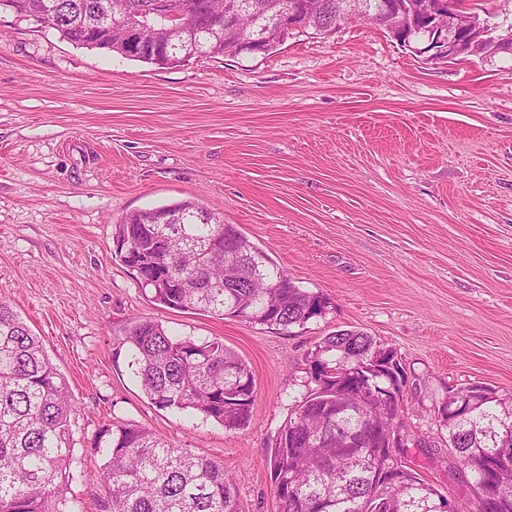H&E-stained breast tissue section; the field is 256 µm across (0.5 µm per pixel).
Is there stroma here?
Listing matches in <instances>:
<instances>
[{"label": "stroma", "mask_w": 512, "mask_h": 512, "mask_svg": "<svg viewBox=\"0 0 512 512\" xmlns=\"http://www.w3.org/2000/svg\"><path fill=\"white\" fill-rule=\"evenodd\" d=\"M192 201L329 301L283 329L151 302L114 254L130 212ZM0 297L41 338L77 411L67 495L111 512L96 434L112 422L223 461L240 512H272L266 450L342 329L396 349L410 468L458 507L472 480L434 408L479 381L512 393V54L432 62L348 22L263 56L161 68L0 11ZM153 320L250 367L248 426L151 404L119 353Z\"/></svg>", "instance_id": "1"}]
</instances>
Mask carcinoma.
Masks as SVG:
<instances>
[{"label": "carcinoma", "instance_id": "obj_1", "mask_svg": "<svg viewBox=\"0 0 512 512\" xmlns=\"http://www.w3.org/2000/svg\"><path fill=\"white\" fill-rule=\"evenodd\" d=\"M14 11L48 23L67 41L162 68L193 58L240 55L238 41H258L251 17L277 19L294 35L322 34L354 20L382 26L380 0H320L299 12L301 0H242L238 32L221 36L226 0H186L180 31L154 14L157 0H8ZM146 17L137 56L124 22ZM114 253L136 272L142 289L166 308L281 326L325 313L327 298L298 288L262 249L234 225L191 201L139 210L115 225ZM123 344L142 390L162 409L199 413L227 430L250 423L254 379L224 343L179 337L159 322L139 320ZM384 345L361 330H339L308 355L307 391L267 454L274 512H414L424 501L440 512L442 498L412 469L393 473L395 486L374 480L382 469L370 447L398 417L379 398L402 392L404 371L390 376L377 361ZM74 399L43 343L0 299V512H72L66 496L72 460ZM448 442L471 463L473 483L512 500V396L480 382L452 388L435 406ZM101 473L112 512H239L224 462L176 448L149 430L117 421L97 437Z\"/></svg>", "mask_w": 512, "mask_h": 512}]
</instances>
